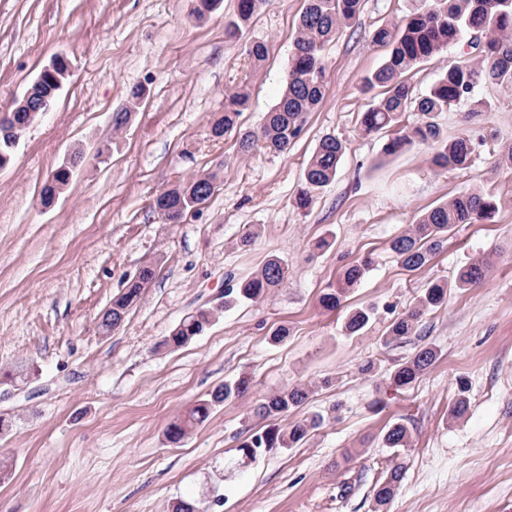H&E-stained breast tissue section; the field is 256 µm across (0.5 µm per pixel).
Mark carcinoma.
<instances>
[{
    "instance_id": "cac0c4a2",
    "label": "carcinoma",
    "mask_w": 512,
    "mask_h": 512,
    "mask_svg": "<svg viewBox=\"0 0 512 512\" xmlns=\"http://www.w3.org/2000/svg\"><path fill=\"white\" fill-rule=\"evenodd\" d=\"M267 0H238L235 19L225 26L228 35L235 36L250 22ZM362 0H305L298 31L293 41L288 64V77L281 96L269 109L256 131L243 130L239 118L249 107V92L244 87L224 97V111L211 121V133L222 138L238 133L241 154L248 156L257 150L281 153L296 140L303 130L308 113L321 103L325 92L326 45L336 40L343 28L359 17ZM372 43L388 48L382 64L365 79L368 87L382 88L380 97L362 113L360 131L365 136L388 134L382 151L386 156L402 153L412 146L424 145L431 150V162L440 169H463L471 162V139L463 132L455 137L443 136L434 121L436 114L449 112L463 102L483 103L490 91L512 86V0H413L408 14L395 25H381L370 32ZM455 48L459 56L454 65L442 71L423 94H417L408 82V75L418 66L434 60L443 51ZM144 95L135 86L128 91L129 107L115 113L116 129L130 120L134 108ZM406 112H416L420 121L411 127L400 126ZM346 152L345 144L333 135L324 136L304 172V188L297 203L308 206L317 191L330 183L337 174ZM77 159L70 165L60 164L41 188V199L48 203L69 184ZM216 177L206 175L184 181L159 193L154 209L163 217L182 214L205 201L213 192ZM499 208L492 196L475 189L456 196L425 213L402 235L394 238L390 249L409 271L426 266L433 254L448 240V232L457 224L490 221ZM371 266V259L349 265L336 287L321 297V305L334 310L346 294L356 287ZM491 269V260L478 258L458 273L454 287L464 289L481 284ZM287 267L277 256L270 257L250 277L228 283L224 289V306L242 301L258 300L281 287ZM153 272L144 268L112 301V307L101 321V329L109 333L124 320L129 308L140 298ZM448 284L432 281L423 289L417 303L397 317L390 325V339H400L416 333L422 317L444 304ZM374 313L371 306L356 307L345 317L344 328L350 335L361 333ZM214 312L200 309L183 318L164 337L161 346L176 350L201 335L212 322ZM437 351L423 346L405 361L396 364L390 380L398 387L412 383L437 360ZM250 389L245 378L224 383L211 398L189 408L165 430L172 442L181 440L193 428L203 424L215 406L240 397ZM309 396V388L286 386L266 397L254 408L258 417L278 418L301 406ZM322 424V417L302 418L282 428L270 425L245 438L237 451L241 462L257 459L274 448H291L301 444L309 433ZM411 434L408 426L397 421L383 437L387 448H407ZM401 467H394L375 493L376 503L386 504L400 481Z\"/></svg>"
}]
</instances>
